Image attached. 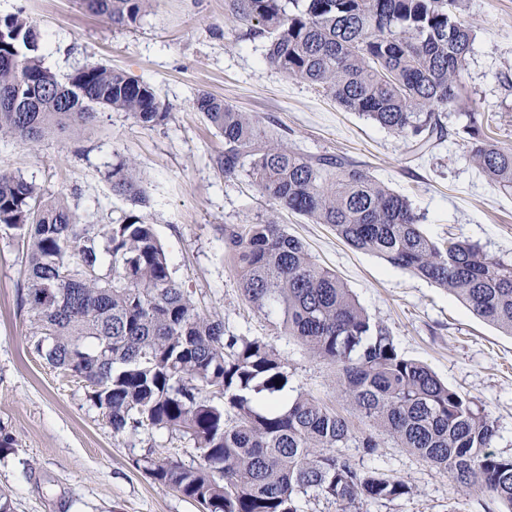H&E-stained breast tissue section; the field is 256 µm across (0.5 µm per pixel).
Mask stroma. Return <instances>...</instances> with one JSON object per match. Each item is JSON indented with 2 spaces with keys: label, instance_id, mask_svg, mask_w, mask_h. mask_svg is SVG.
I'll use <instances>...</instances> for the list:
<instances>
[{
  "label": "stroma",
  "instance_id": "stroma-1",
  "mask_svg": "<svg viewBox=\"0 0 512 512\" xmlns=\"http://www.w3.org/2000/svg\"><path fill=\"white\" fill-rule=\"evenodd\" d=\"M227 0H151L134 25L114 26L81 0H0V17L36 21L44 65L59 79L102 62L148 84L167 112L153 127L106 111L79 137L53 129L36 148L0 142V171L64 195L81 223H120L132 205L113 195L106 174L119 158L136 161L171 275L192 292L227 333L257 336L284 359L289 395L307 392L334 405V366L312 360L273 321L241 299L228 224H257L270 213L250 179H229L215 164L224 139L197 112L205 92L250 113L291 149L340 155L407 196L428 237H459L491 255L512 257V191L486 179L466 156L465 115L488 118V132L512 144V0H465L476 38L460 75L463 111L448 110L446 134L431 153L414 155L401 137L341 109L319 89L264 60L265 41L227 18ZM313 259L333 270L359 304L386 325L408 358L427 364L458 392L487 405L498 425L495 452L512 454V336L473 315L446 290L387 266L337 238L329 225L278 217ZM22 247L0 233V435L15 438L0 456V490L11 512H202L200 504L157 484L144 456L197 463L191 444L164 429L113 434L87 398L85 385L53 370L30 342L20 305ZM356 463L405 480L410 495L367 501L361 512H485L490 497L464 494L447 473L382 441L374 453L349 451Z\"/></svg>",
  "mask_w": 512,
  "mask_h": 512
}]
</instances>
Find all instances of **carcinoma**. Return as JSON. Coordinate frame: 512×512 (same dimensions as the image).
Here are the masks:
<instances>
[{"label": "carcinoma", "instance_id": "cac0c4a2", "mask_svg": "<svg viewBox=\"0 0 512 512\" xmlns=\"http://www.w3.org/2000/svg\"><path fill=\"white\" fill-rule=\"evenodd\" d=\"M149 0H83L126 26ZM464 0H228L232 22L266 39L265 61L317 86L345 110L405 138L414 153L442 140V113L459 99L462 62L475 38L458 18ZM37 24L0 17V141L38 145L52 127L76 135L97 118L92 101L142 127L167 119L153 89L105 65L60 81L44 66ZM41 91L28 112L29 90ZM196 108L224 138V176L252 178L272 211L328 224L349 246L448 290L474 315L512 335V258L470 241L430 239L409 199L363 166L283 146L258 119L208 93ZM469 159L512 190V146L465 113ZM112 193L134 207L105 233L83 224L62 198L0 172V231L19 237L26 288L22 306L33 350L83 382L115 434L167 429L193 442L198 463L144 457L158 484L204 512H298L302 496L342 512L412 492L393 475L346 453L379 447L377 435L444 469L468 493H487L512 512V456L491 451L495 421L477 400L451 389L426 365L404 357L388 328L360 306L335 273L315 262L276 218L224 227L241 295L274 318L282 335L336 367V390L358 430L324 401L288 393L287 366L264 339L224 335L176 282L134 161L108 172Z\"/></svg>", "mask_w": 512, "mask_h": 512}]
</instances>
